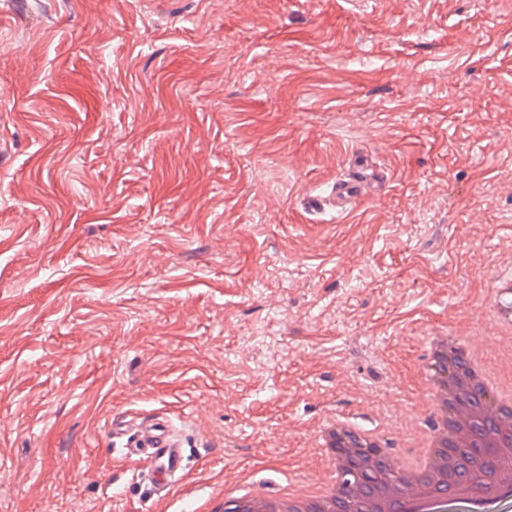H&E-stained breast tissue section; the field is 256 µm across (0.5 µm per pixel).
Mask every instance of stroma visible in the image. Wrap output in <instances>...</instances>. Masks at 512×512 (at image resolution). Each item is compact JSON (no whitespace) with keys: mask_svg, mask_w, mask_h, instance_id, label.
Segmentation results:
<instances>
[{"mask_svg":"<svg viewBox=\"0 0 512 512\" xmlns=\"http://www.w3.org/2000/svg\"><path fill=\"white\" fill-rule=\"evenodd\" d=\"M384 174L345 216L304 197ZM512 0H0V512H193L422 425L512 254ZM164 415L188 470L111 451ZM109 437L113 449L136 462L131 483L148 499L168 494L183 481L185 450L180 434L170 420L163 417L115 418L109 428Z\"/></svg>","mask_w":512,"mask_h":512,"instance_id":"35a3bbf8","label":"stroma"}]
</instances>
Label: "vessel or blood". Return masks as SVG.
Returning a JSON list of instances; mask_svg holds the SVG:
<instances>
[{"mask_svg": "<svg viewBox=\"0 0 512 512\" xmlns=\"http://www.w3.org/2000/svg\"><path fill=\"white\" fill-rule=\"evenodd\" d=\"M380 180L370 173L367 160L356 158L349 177L337 179L330 205L339 213L349 212L363 197L377 194ZM113 446L135 461L131 482L146 497L168 494L185 476L186 456L173 423L163 417L138 420L116 418L109 428Z\"/></svg>", "mask_w": 512, "mask_h": 512, "instance_id": "1", "label": "vessel or blood"}]
</instances>
